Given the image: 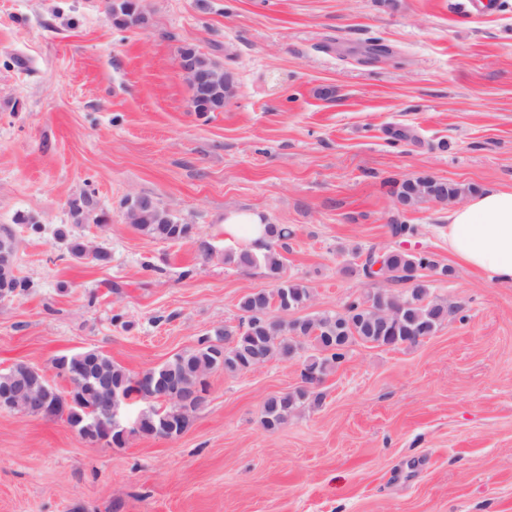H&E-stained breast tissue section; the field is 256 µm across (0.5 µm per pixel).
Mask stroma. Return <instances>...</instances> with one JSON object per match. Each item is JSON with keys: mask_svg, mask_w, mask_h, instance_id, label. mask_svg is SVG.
I'll use <instances>...</instances> for the list:
<instances>
[{"mask_svg": "<svg viewBox=\"0 0 512 512\" xmlns=\"http://www.w3.org/2000/svg\"><path fill=\"white\" fill-rule=\"evenodd\" d=\"M142 5L145 24L118 29L105 0H0V225L16 227L29 283L0 300V370L95 349L137 372L237 324L241 298L276 283L225 263L229 210L292 230L284 275L314 297L291 319L408 291L362 274L354 254L372 247L448 266L421 278L461 316L415 345L353 344L320 404L273 432L263 404L301 386L312 343L211 373L174 439L93 447L63 419L0 412V512H512V285L449 253L447 206L392 194L427 176L512 187V0ZM185 44L234 72L224 110L192 111ZM83 195L106 223H74ZM132 195L191 239L141 235ZM396 221L416 233L392 237ZM65 225L110 264L73 258Z\"/></svg>", "mask_w": 512, "mask_h": 512, "instance_id": "35a3bbf8", "label": "stroma"}]
</instances>
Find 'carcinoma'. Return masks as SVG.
<instances>
[{
  "label": "carcinoma",
  "instance_id": "cac0c4a2",
  "mask_svg": "<svg viewBox=\"0 0 512 512\" xmlns=\"http://www.w3.org/2000/svg\"><path fill=\"white\" fill-rule=\"evenodd\" d=\"M107 15L112 25L123 29L140 26L146 21L143 7L138 2L125 4L110 0ZM467 192L468 189L455 184L420 177L394 184L393 194L411 204L432 202L443 205L461 199ZM144 200L150 202V207L146 216L134 224L141 234L151 240L170 242L192 238V225L170 214L152 198L146 196ZM69 211L76 224L103 221L102 217L92 215L91 199L86 196L73 199ZM56 235L68 243L71 256L80 259L86 255L80 238L62 229L57 230ZM292 235L290 229L280 224H269L265 239L224 255L225 262L241 269L264 268L276 281V288L250 292L241 298L239 308L244 313L241 325H245V331H240V325L219 327L211 335L199 338L195 347L152 368L159 387H166L176 378L183 385L206 393L205 372L221 370L235 374L252 365H263L275 356L291 358L301 347V340L310 335L314 336L316 354L309 356L304 370L324 377L346 359L350 346L358 341L379 347L391 337L400 345H415L461 312L459 305L429 297L428 288L417 281L421 270L446 275L448 267L439 266L426 254L389 250L383 254V266L374 272L372 265L377 251L371 248L364 254L356 253L358 257L364 256V275L383 276L397 283L412 280L414 285L409 294L377 291L350 301L341 312L317 314L293 324L274 320L269 317L273 305L298 310L313 300L312 288L299 280L283 277L281 250L287 248ZM101 357L111 363L112 382L123 396L148 395L147 390L130 385L129 370L112 363L104 353ZM320 401L321 394L307 386L279 393L264 402L261 424L266 430L275 431L305 404L317 405ZM162 415L161 408L157 407L144 414L139 428L126 433L120 429L112 431V446L121 448L132 436L155 435Z\"/></svg>",
  "mask_w": 512,
  "mask_h": 512
}]
</instances>
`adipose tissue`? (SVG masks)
I'll list each match as a JSON object with an SVG mask.
<instances>
[{
  "label": "adipose tissue",
  "instance_id": "1",
  "mask_svg": "<svg viewBox=\"0 0 512 512\" xmlns=\"http://www.w3.org/2000/svg\"><path fill=\"white\" fill-rule=\"evenodd\" d=\"M448 250L484 280L512 284V188L492 186L449 208Z\"/></svg>",
  "mask_w": 512,
  "mask_h": 512
}]
</instances>
